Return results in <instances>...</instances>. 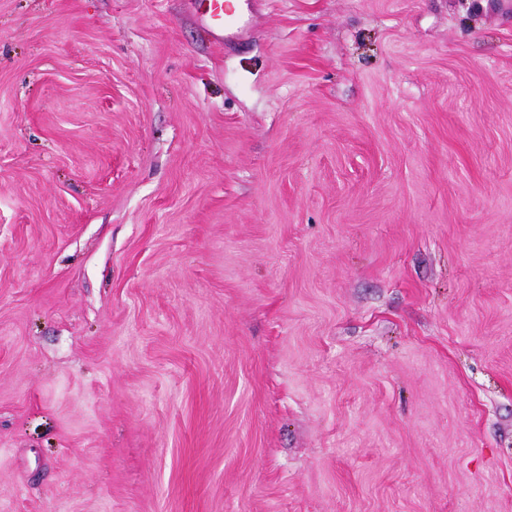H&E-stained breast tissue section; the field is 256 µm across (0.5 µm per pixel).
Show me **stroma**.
Masks as SVG:
<instances>
[{
    "mask_svg": "<svg viewBox=\"0 0 512 512\" xmlns=\"http://www.w3.org/2000/svg\"><path fill=\"white\" fill-rule=\"evenodd\" d=\"M0 0V512H512V0ZM205 6L203 15L205 28L220 39L219 32H224V16L227 17V23L230 27H236V34L243 36L247 33L244 26H238L234 18L235 11L229 1L224 0H201Z\"/></svg>",
    "mask_w": 512,
    "mask_h": 512,
    "instance_id": "stroma-1",
    "label": "stroma"
}]
</instances>
